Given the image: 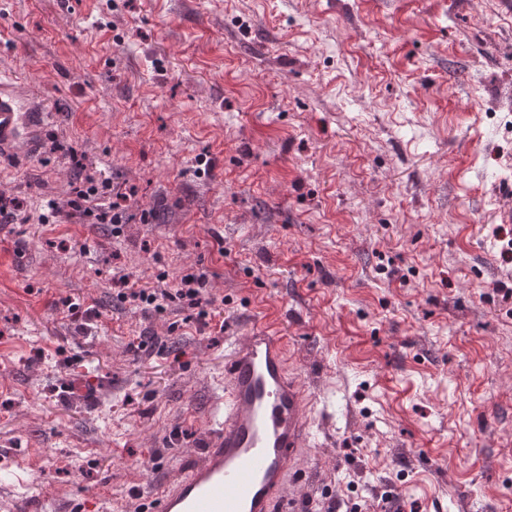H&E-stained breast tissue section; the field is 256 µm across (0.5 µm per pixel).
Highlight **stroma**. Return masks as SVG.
<instances>
[{
	"label": "stroma",
	"mask_w": 512,
	"mask_h": 512,
	"mask_svg": "<svg viewBox=\"0 0 512 512\" xmlns=\"http://www.w3.org/2000/svg\"><path fill=\"white\" fill-rule=\"evenodd\" d=\"M0 70L53 114L0 192L59 207L0 227V512L199 464L267 315L312 512H512V0H0ZM56 140L132 189L120 237L67 219ZM120 270L205 273L207 316ZM116 281L122 288L119 289L117 297L120 301H138L139 304H145L158 313L166 311L168 302L173 299H179L187 302L191 308L200 309V316H206L205 307L209 300L205 298L203 288L206 285L205 273H189L180 278L177 288L153 289L137 287V282H131L129 275H120ZM171 290L175 292L172 293Z\"/></svg>",
	"instance_id": "obj_1"
}]
</instances>
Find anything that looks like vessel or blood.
Listing matches in <instances>:
<instances>
[{"mask_svg": "<svg viewBox=\"0 0 512 512\" xmlns=\"http://www.w3.org/2000/svg\"><path fill=\"white\" fill-rule=\"evenodd\" d=\"M52 117L36 94L0 72V154L19 143L37 150ZM217 430L203 461L173 482L153 485L145 512H305L288 485L309 437L307 395L288 369L286 344L268 324L250 326L228 359Z\"/></svg>", "mask_w": 512, "mask_h": 512, "instance_id": "obj_1", "label": "vessel or blood"}]
</instances>
